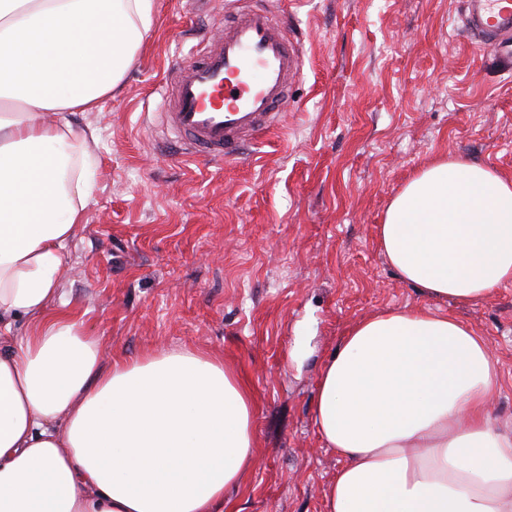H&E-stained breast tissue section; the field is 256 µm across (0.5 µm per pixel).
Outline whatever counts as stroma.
I'll use <instances>...</instances> for the list:
<instances>
[{
	"label": "stroma",
	"mask_w": 512,
	"mask_h": 512,
	"mask_svg": "<svg viewBox=\"0 0 512 512\" xmlns=\"http://www.w3.org/2000/svg\"><path fill=\"white\" fill-rule=\"evenodd\" d=\"M226 0H157L156 23L96 127L95 184L70 244L71 308L103 364L181 347L238 369L256 403L255 456L224 512H325L343 461L312 400L323 359L358 320L425 299L379 251L385 210L439 155L512 179V73L477 53L464 0H282L303 68L284 124L224 166L168 153L150 113L171 57L224 18ZM443 311L483 336L512 422V284Z\"/></svg>",
	"instance_id": "35a3bbf8"
}]
</instances>
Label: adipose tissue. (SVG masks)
<instances>
[{
	"label": "adipose tissue",
	"mask_w": 512,
	"mask_h": 512,
	"mask_svg": "<svg viewBox=\"0 0 512 512\" xmlns=\"http://www.w3.org/2000/svg\"><path fill=\"white\" fill-rule=\"evenodd\" d=\"M155 14L156 0H0V512H224L253 463L256 403L235 369L189 348L102 366L60 282L98 139L68 115L121 87ZM377 240L422 298L482 301L512 282V180L437 157ZM499 388L486 341L455 317L404 307L355 322L313 396L344 461L326 512H512Z\"/></svg>",
	"instance_id": "adipose-tissue-1"
}]
</instances>
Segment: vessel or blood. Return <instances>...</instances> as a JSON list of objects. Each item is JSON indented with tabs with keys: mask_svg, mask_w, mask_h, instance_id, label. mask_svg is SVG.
Listing matches in <instances>:
<instances>
[{
	"mask_svg": "<svg viewBox=\"0 0 512 512\" xmlns=\"http://www.w3.org/2000/svg\"><path fill=\"white\" fill-rule=\"evenodd\" d=\"M466 2L474 47L511 64L512 0ZM302 65V50L270 0H233L219 38L170 64L152 127L181 156L237 161L281 127Z\"/></svg>",
	"mask_w": 512,
	"mask_h": 512,
	"instance_id": "1",
	"label": "vessel or blood"
}]
</instances>
